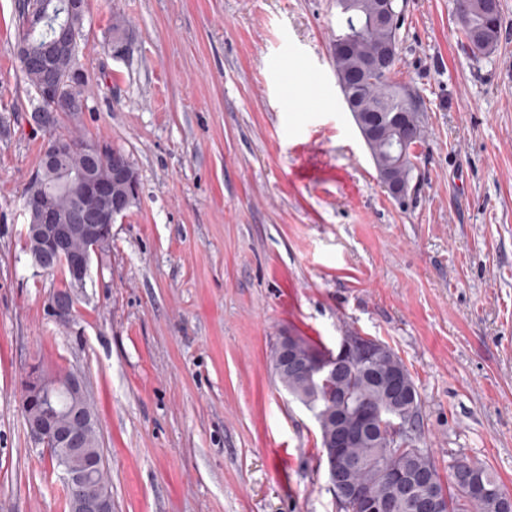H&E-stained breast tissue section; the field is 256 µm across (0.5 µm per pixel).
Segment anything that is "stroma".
<instances>
[{
	"instance_id": "stroma-1",
	"label": "stroma",
	"mask_w": 512,
	"mask_h": 512,
	"mask_svg": "<svg viewBox=\"0 0 512 512\" xmlns=\"http://www.w3.org/2000/svg\"><path fill=\"white\" fill-rule=\"evenodd\" d=\"M18 2L0 0V512H64L24 417L34 363L84 383L112 512H338L316 422L270 364L286 333L388 343L418 392L416 446L512 493V0L480 60L453 0H403L391 79L424 138L402 205L340 98L333 0H87L86 109L48 128ZM54 129L121 149L139 178L66 326L48 312L64 275L22 238Z\"/></svg>"
}]
</instances>
